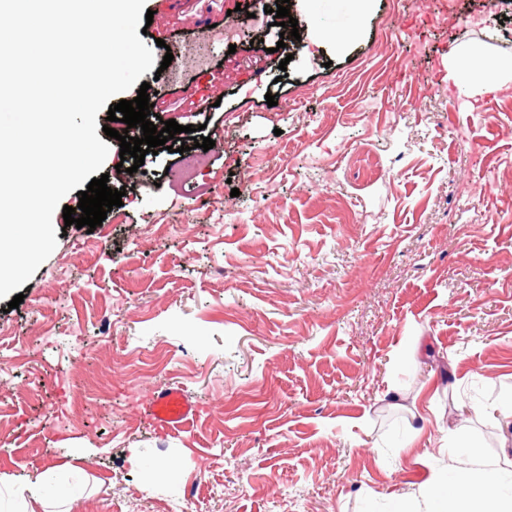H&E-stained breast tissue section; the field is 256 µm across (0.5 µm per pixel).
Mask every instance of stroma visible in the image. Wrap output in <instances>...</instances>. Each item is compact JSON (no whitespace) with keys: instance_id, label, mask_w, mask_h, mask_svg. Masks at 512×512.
Segmentation results:
<instances>
[{"instance_id":"35a3bbf8","label":"stroma","mask_w":512,"mask_h":512,"mask_svg":"<svg viewBox=\"0 0 512 512\" xmlns=\"http://www.w3.org/2000/svg\"><path fill=\"white\" fill-rule=\"evenodd\" d=\"M349 2L290 0L294 38L276 0H146L145 44L178 53L142 76L155 112L215 145L187 179L185 131L137 172L104 137L122 206L55 222L0 299V512H432L448 445L512 457V83L448 77L464 45L512 60V6ZM171 384L202 412L164 432L136 401Z\"/></svg>"}]
</instances>
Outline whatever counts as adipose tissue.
Returning a JSON list of instances; mask_svg holds the SVG:
<instances>
[{
    "label": "adipose tissue",
    "mask_w": 512,
    "mask_h": 512,
    "mask_svg": "<svg viewBox=\"0 0 512 512\" xmlns=\"http://www.w3.org/2000/svg\"><path fill=\"white\" fill-rule=\"evenodd\" d=\"M466 94L474 95L512 81V61H494L467 46L449 70ZM448 483L430 485L427 497L437 512H512V495L505 493L512 476L499 463L486 461L482 448L468 442L448 454Z\"/></svg>",
    "instance_id": "ef3b65f1"
}]
</instances>
